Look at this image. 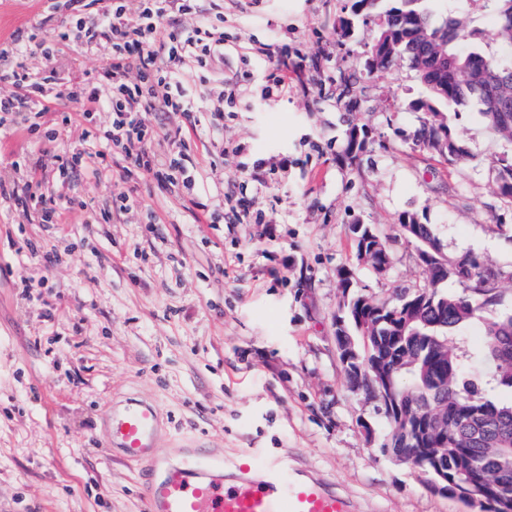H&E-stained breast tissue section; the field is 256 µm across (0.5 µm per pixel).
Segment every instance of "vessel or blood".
<instances>
[{"label":"vessel or blood","mask_w":512,"mask_h":512,"mask_svg":"<svg viewBox=\"0 0 512 512\" xmlns=\"http://www.w3.org/2000/svg\"><path fill=\"white\" fill-rule=\"evenodd\" d=\"M154 403L129 398L107 414V446L140 466L142 512H352L350 499L295 467L288 455L246 450L231 461L196 450L189 459L161 453Z\"/></svg>","instance_id":"1"}]
</instances>
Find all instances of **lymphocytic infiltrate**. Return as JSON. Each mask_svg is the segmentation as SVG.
Segmentation results:
<instances>
[{"mask_svg": "<svg viewBox=\"0 0 512 512\" xmlns=\"http://www.w3.org/2000/svg\"><path fill=\"white\" fill-rule=\"evenodd\" d=\"M88 6V0H66L68 13L57 26L18 31L0 50L15 61L0 73V81L12 87L0 96V130L26 116L42 119L53 109L59 119L46 126L47 142L57 141L62 127L81 129L68 156L38 162L25 181L0 176V204L36 212L43 224L61 223L65 212L77 208L107 221L139 207V182L148 178L158 189L187 196L195 208L207 211L190 135L201 132L206 151L223 149L224 115L244 94L234 81L216 76L228 44L223 12L184 26L175 17L192 12L195 0H138L133 10L127 0H109L95 13ZM68 50L102 59L103 65L49 95L56 82L49 62ZM36 54L47 60V67L27 66V58ZM199 82L212 101L204 114L196 104ZM149 112H170L181 121L157 132L143 121ZM160 137L168 145L162 155L153 148ZM78 171L98 180L119 176L121 186L103 200L75 199L64 186ZM46 185L52 186V195L43 194Z\"/></svg>", "mask_w": 512, "mask_h": 512, "instance_id": "1", "label": "lymphocytic infiltrate"}]
</instances>
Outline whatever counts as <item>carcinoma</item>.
<instances>
[{
    "instance_id": "cac0c4a2",
    "label": "carcinoma",
    "mask_w": 512,
    "mask_h": 512,
    "mask_svg": "<svg viewBox=\"0 0 512 512\" xmlns=\"http://www.w3.org/2000/svg\"><path fill=\"white\" fill-rule=\"evenodd\" d=\"M427 0H370L368 11L381 9L384 27L399 58L409 62L426 86L428 96L413 104L419 128L415 143L420 145L436 135L448 138L446 161L457 164L472 159L468 148L456 136L441 106H465L474 101L484 124L500 139L499 116L487 97L486 74L512 79V0H494V24L499 45L495 55L486 56L474 46H465L466 35L453 17L438 18L426 6ZM425 28L448 39V79L433 82L428 70L435 59L418 38ZM496 197L512 204V163L498 170ZM468 292L450 294L443 284L457 276L446 270L427 275V282L412 289L446 301L440 313L425 305L406 320L395 303L387 305L390 314L376 329L364 334L355 322L345 320L356 340L367 342L369 352L390 357L389 374L400 393L408 395L426 410L448 433V448L437 457V466L448 472V482L458 489L457 497L478 512H492L477 494L483 472L492 468L512 474V405L479 395L472 382L462 376L461 362L450 340L457 327L479 319L498 305L494 284L504 275L499 269L471 263ZM512 342V310L496 313L486 322L481 348L482 360L491 367L497 386L512 392V348L499 342Z\"/></svg>"
}]
</instances>
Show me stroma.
I'll return each instance as SVG.
<instances>
[{
	"label": "stroma",
	"mask_w": 512,
	"mask_h": 512,
	"mask_svg": "<svg viewBox=\"0 0 512 512\" xmlns=\"http://www.w3.org/2000/svg\"><path fill=\"white\" fill-rule=\"evenodd\" d=\"M51 3L0 0V45L37 26ZM351 5L224 7L234 41L224 72L249 73V90L224 118L223 156L198 153L200 179L231 184L242 164L288 158L287 176L248 196L266 224L197 222L187 199L145 186L141 209L108 224L79 209L59 224L0 210V512H140L138 469L111 454L103 427L110 407L130 397L158 407L166 454L199 442L227 460L243 449L284 451L347 495L353 512H472L363 436L362 421L382 435L387 420L339 359V275L351 271L355 291L376 298L424 284L397 228L407 214L432 225L447 253L512 272V208L495 195L512 144L465 109L450 120L473 163L451 165L416 146L413 105L427 91L407 63L369 69L380 17L353 15ZM429 7L497 53L492 0ZM278 62L293 86L265 95ZM353 126L367 133L356 153ZM47 148L26 125L1 131L0 170L26 179L12 161L35 163ZM354 224L386 237L385 273L358 260ZM46 251L57 255L48 267ZM483 328L475 320L451 336L463 373L510 402L476 360Z\"/></svg>",
	"instance_id": "obj_1"
}]
</instances>
